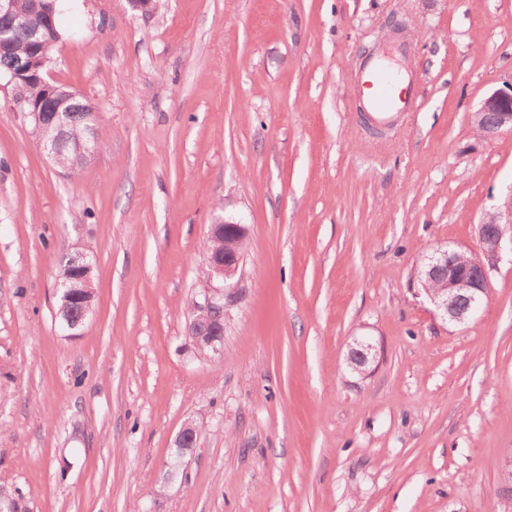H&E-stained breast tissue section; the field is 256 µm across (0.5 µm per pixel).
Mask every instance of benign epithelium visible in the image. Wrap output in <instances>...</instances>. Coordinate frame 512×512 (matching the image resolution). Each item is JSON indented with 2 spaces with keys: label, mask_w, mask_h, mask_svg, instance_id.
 <instances>
[{
  "label": "benign epithelium",
  "mask_w": 512,
  "mask_h": 512,
  "mask_svg": "<svg viewBox=\"0 0 512 512\" xmlns=\"http://www.w3.org/2000/svg\"><path fill=\"white\" fill-rule=\"evenodd\" d=\"M1 16L11 20V27L0 30V52L12 48L11 29L27 23L26 15L15 10L14 0H0ZM40 43L41 36L36 32L31 37L29 52L16 58L10 81L18 89L17 111L33 121L43 151L54 161L60 153V137L68 134V124L60 112L61 106L74 101L87 112L93 111V108L82 102L78 92L66 90L60 93L58 83L46 79L44 69L48 57L39 49ZM31 75L47 90L45 98L37 104L26 95L27 78ZM471 119L484 139L491 140L505 132L512 133V82L507 84V89H497L487 95L472 113ZM97 122V115H92V123L74 142L75 148L85 157L95 150ZM505 231L506 225L489 217L478 224V249L437 248L425 256L418 268L419 282L434 313L442 320L463 325L478 316L489 297V270L500 258ZM246 234V225L238 222L221 220L211 225L209 236L217 247L209 249L208 263L212 274L222 280L223 286L210 289L203 301L195 304L198 315L190 321L189 330L199 349L209 348L217 352L223 346L224 298L229 296L240 269L242 251L239 245L245 240ZM92 268L93 265L86 264L76 270L71 278L58 275L61 305H80L84 310L91 309V301L83 299L75 291L71 279L80 278ZM462 298L468 299V307L459 305ZM376 358L375 345L359 342L350 350L348 365L351 371L366 376ZM199 435L198 426L188 421L178 431L174 447L184 453L195 446Z\"/></svg>",
  "instance_id": "benign-epithelium-1"
}]
</instances>
